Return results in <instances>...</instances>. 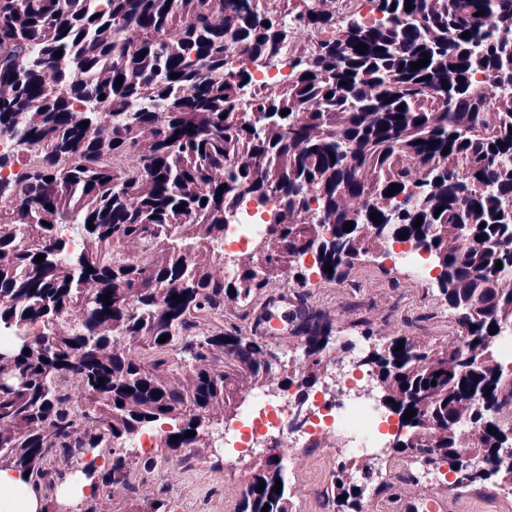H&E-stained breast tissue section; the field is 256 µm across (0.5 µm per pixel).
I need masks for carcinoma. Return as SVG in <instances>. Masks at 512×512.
Returning <instances> with one entry per match:
<instances>
[{"mask_svg": "<svg viewBox=\"0 0 512 512\" xmlns=\"http://www.w3.org/2000/svg\"><path fill=\"white\" fill-rule=\"evenodd\" d=\"M369 2L379 17L338 24L313 0H103L101 10L86 0H0V137L13 144L0 167L20 163L24 146L37 149L19 174L0 178V332L12 340L0 348V465L47 495L61 479L51 462L67 455L94 490L136 498L132 472H152L156 458L131 460L123 445L144 429L176 426L178 438L163 436L159 447L184 460L208 446L209 413L231 404L239 383L315 387L333 326L306 291L292 296L308 360L298 377L279 369L260 337L225 322L224 307L245 306L271 272L327 234L321 263L333 273L322 279H344L375 242L345 223L366 222L396 224L408 237L437 225L441 294L459 328L440 351L393 336L364 353L407 428L393 449L435 456L452 471L467 428L481 462L448 487L497 486L512 474L501 457L512 377L484 357L489 330L512 328V224L503 218L512 204V100L492 112L477 92L478 74L512 73V0ZM289 15L322 35L295 53L313 61L292 69L284 92L256 88L257 62L292 41ZM423 57L428 65L411 70ZM251 87L244 111L240 93ZM284 109L275 126L255 122ZM131 153L140 154L135 169L121 164ZM432 180L434 191L410 205L411 186ZM246 193L273 195L279 206L264 270L245 265L226 277L198 266L191 231L200 226L203 243L219 242L224 214ZM312 211L320 223L306 221ZM63 224L90 245L68 251ZM128 240L142 245L134 262L121 250ZM106 293L109 305L99 299ZM65 318L68 333L50 331ZM179 373L186 382L176 386ZM372 480L370 466L340 463L325 496L336 512H360ZM266 504L291 512L277 455L253 467L238 512ZM169 505L160 486L142 512Z\"/></svg>", "mask_w": 512, "mask_h": 512, "instance_id": "carcinoma-1", "label": "carcinoma"}]
</instances>
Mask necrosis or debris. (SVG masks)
I'll return each mask as SVG.
<instances>
[{"mask_svg": "<svg viewBox=\"0 0 512 512\" xmlns=\"http://www.w3.org/2000/svg\"><path fill=\"white\" fill-rule=\"evenodd\" d=\"M272 202L243 196L225 217L223 251L232 275L239 247L261 242L267 233ZM396 421L379 401L372 378L363 363L362 346L354 344L348 356L325 368L315 392L298 386L288 390L261 388L241 409L236 424L226 425L217 442L225 449L246 448L267 454L277 448L282 462L298 452L322 447L326 436L339 437L340 461L357 463L373 455Z\"/></svg>", "mask_w": 512, "mask_h": 512, "instance_id": "necrosis-or-debris-1", "label": "necrosis or debris"}]
</instances>
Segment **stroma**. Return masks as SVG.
I'll return each instance as SVG.
<instances>
[{"label":"stroma","mask_w":512,"mask_h":512,"mask_svg":"<svg viewBox=\"0 0 512 512\" xmlns=\"http://www.w3.org/2000/svg\"><path fill=\"white\" fill-rule=\"evenodd\" d=\"M386 242L375 243L369 256L356 262L344 282L328 283L313 271H306L305 281H297L294 271H275V286L293 292L306 288L308 303L333 324L335 339L327 356H344L352 341L358 340L359 324L370 327L374 336H408L419 344L438 350L446 346L458 326L444 304L437 285L427 289L415 287L401 269L379 262L377 255L385 251ZM254 461L243 456L226 458L223 449H201L192 465L181 464L178 453L139 483V499L121 500L109 491L97 492L93 502L77 497L66 508L57 499H48L45 512H140L142 499L156 486L170 491L171 512H237V506L250 479ZM337 466L335 453L313 450L298 455L287 475L295 512H330L320 489L329 486ZM449 497L455 512H512V497L505 498L494 489L451 491L418 483H398L390 490L371 494L369 512H394L404 500H422L435 495Z\"/></svg>","instance_id":"1"}]
</instances>
